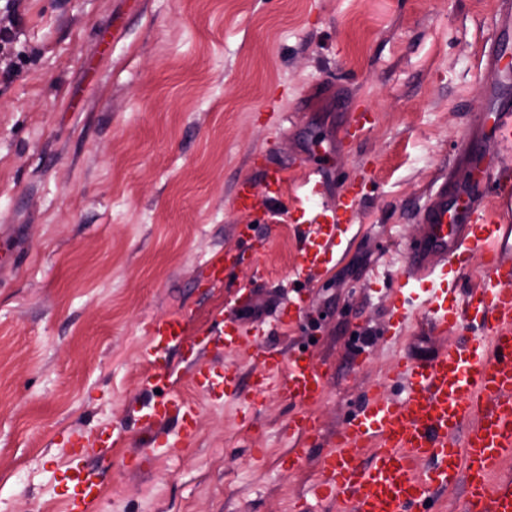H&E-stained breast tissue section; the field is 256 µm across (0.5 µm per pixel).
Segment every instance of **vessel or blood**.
Returning <instances> with one entry per match:
<instances>
[{"label": "vessel or blood", "mask_w": 512, "mask_h": 512, "mask_svg": "<svg viewBox=\"0 0 512 512\" xmlns=\"http://www.w3.org/2000/svg\"><path fill=\"white\" fill-rule=\"evenodd\" d=\"M485 68L512 70V0H496L494 42ZM487 107L473 113L457 154L474 174L462 186L434 185L416 215L419 231L409 242L408 284L396 288L393 307L430 334L432 351L397 360L386 379L374 385L356 412L337 428L328 447L313 413L325 394L329 371L313 360L308 346L291 353L260 343L263 323L246 324L228 315L219 331L190 335L185 317L153 321L142 351L149 370L141 380L153 398L139 411V448L123 456L132 471L149 464V449L162 445L172 455L195 440L198 412L181 398V375L169 362V349L194 350L192 385L211 398L256 396L272 389L302 411L288 423L290 466L318 456L316 499L330 512H445L444 493L463 488L457 512H512V166L492 160L489 145L512 144V100L497 86L487 89ZM265 185L256 192L242 180L233 208L246 215L237 225V250L207 262V285L220 288L241 255L259 258L268 248L258 234L271 205L284 191V167H262ZM320 168L307 169L301 194L290 208L300 226L299 260L288 273V287L272 319L280 326L298 323L308 307V290L319 270L330 263L350 226L361 216L362 186L344 180L336 202L322 195ZM482 256L478 287L458 296L448 278L449 262L469 267V255ZM419 289H412V282ZM468 340L449 342V335ZM225 357L209 360L208 352ZM251 364L248 391L239 387V356ZM176 424L175 439L164 429ZM94 487L77 481L65 499L66 512H85Z\"/></svg>", "instance_id": "obj_1"}]
</instances>
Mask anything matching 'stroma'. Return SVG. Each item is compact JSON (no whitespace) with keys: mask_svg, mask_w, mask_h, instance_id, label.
<instances>
[{"mask_svg":"<svg viewBox=\"0 0 512 512\" xmlns=\"http://www.w3.org/2000/svg\"><path fill=\"white\" fill-rule=\"evenodd\" d=\"M495 0H24L0 79V512H63L70 433L133 437L146 370L139 353L158 318L193 334L216 328L239 285L240 317L268 319L298 260L297 228L272 218L271 242L223 287L200 283L237 245L232 205L258 166L288 168L295 190L320 167L328 199L365 184L362 221L310 290L298 324L275 328L288 351L314 337L330 380L315 413L331 433L370 384L426 350L398 334L391 295L403 281L415 215L466 135ZM375 118L362 141L350 113ZM372 333V347L357 338ZM199 411L181 456L139 472L120 454H88L86 512H297L315 462L289 470L298 404L267 392L216 404L183 381ZM262 456H254V449Z\"/></svg>","mask_w":512,"mask_h":512,"instance_id":"1","label":"stroma"}]
</instances>
